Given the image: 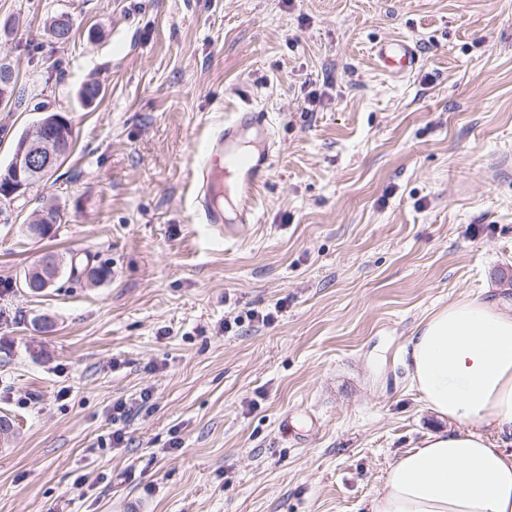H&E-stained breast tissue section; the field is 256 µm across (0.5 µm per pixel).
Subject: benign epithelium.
<instances>
[{
  "mask_svg": "<svg viewBox=\"0 0 512 512\" xmlns=\"http://www.w3.org/2000/svg\"><path fill=\"white\" fill-rule=\"evenodd\" d=\"M52 121L62 127V133L56 143L45 140L40 129L31 130L28 137L20 143L13 156L14 176L0 184V198L13 199L24 195L36 183L44 180L55 169L57 159L72 144L70 122L61 115L52 117ZM38 278L24 281V286L35 292H43L49 288L58 276L55 261L44 256L37 264Z\"/></svg>",
  "mask_w": 512,
  "mask_h": 512,
  "instance_id": "benign-epithelium-1",
  "label": "benign epithelium"
}]
</instances>
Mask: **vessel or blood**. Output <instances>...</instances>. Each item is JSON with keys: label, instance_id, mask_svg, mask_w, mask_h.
Listing matches in <instances>:
<instances>
[{"label": "vessel or blood", "instance_id": "vessel-or-blood-1", "mask_svg": "<svg viewBox=\"0 0 512 512\" xmlns=\"http://www.w3.org/2000/svg\"><path fill=\"white\" fill-rule=\"evenodd\" d=\"M387 71L408 74L418 61L409 40L377 43ZM274 133L266 112L244 109L215 124L193 156L192 204L199 223L225 242L238 240L254 221L263 186L273 170Z\"/></svg>", "mask_w": 512, "mask_h": 512}]
</instances>
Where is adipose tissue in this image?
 <instances>
[{
	"label": "adipose tissue",
	"mask_w": 512,
	"mask_h": 512,
	"mask_svg": "<svg viewBox=\"0 0 512 512\" xmlns=\"http://www.w3.org/2000/svg\"><path fill=\"white\" fill-rule=\"evenodd\" d=\"M403 362L448 426L391 465L366 512H512V303L449 302L410 337Z\"/></svg>",
	"instance_id": "adipose-tissue-1"
}]
</instances>
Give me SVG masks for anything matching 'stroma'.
I'll list each match as a JSON object with an SVG mask.
<instances>
[{
	"label": "stroma",
	"instance_id": "1",
	"mask_svg": "<svg viewBox=\"0 0 512 512\" xmlns=\"http://www.w3.org/2000/svg\"><path fill=\"white\" fill-rule=\"evenodd\" d=\"M0 28L23 94L0 171L35 102L73 129L0 202V512H364L442 425L408 338L449 301L512 299V0H0ZM394 38L420 52L399 77L373 52ZM248 107L278 150L226 244L192 221V153ZM48 202L63 221L33 241ZM46 251L106 275L30 294Z\"/></svg>",
	"mask_w": 512,
	"mask_h": 512
}]
</instances>
